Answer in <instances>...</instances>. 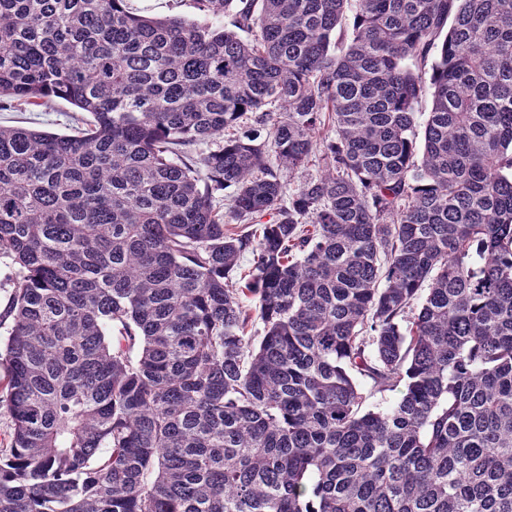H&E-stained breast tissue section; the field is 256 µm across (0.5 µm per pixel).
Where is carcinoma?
Instances as JSON below:
<instances>
[{
  "label": "carcinoma",
  "mask_w": 512,
  "mask_h": 512,
  "mask_svg": "<svg viewBox=\"0 0 512 512\" xmlns=\"http://www.w3.org/2000/svg\"><path fill=\"white\" fill-rule=\"evenodd\" d=\"M195 3L0 0V512H512V0ZM131 6L142 15H178L190 20L198 18L193 0H132ZM86 113L63 100H55L50 106H34L23 102L0 104V125L24 127L59 134H71Z\"/></svg>",
  "instance_id": "cac0c4a2"
}]
</instances>
